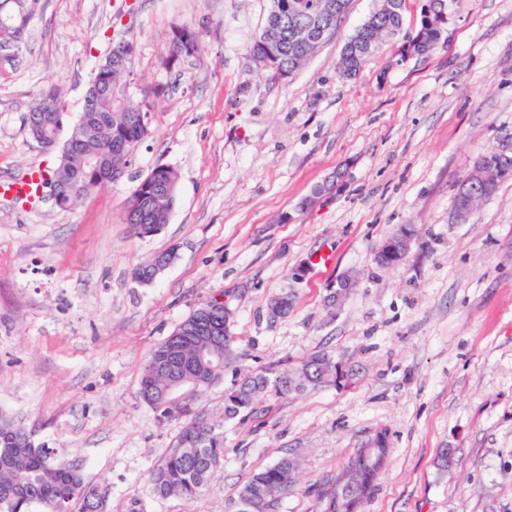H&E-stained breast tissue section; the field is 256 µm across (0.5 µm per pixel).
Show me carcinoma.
Segmentation results:
<instances>
[{
  "mask_svg": "<svg viewBox=\"0 0 512 512\" xmlns=\"http://www.w3.org/2000/svg\"><path fill=\"white\" fill-rule=\"evenodd\" d=\"M302 0H272L277 19L290 25H298L303 18L295 10ZM403 18L386 12L376 16V22L368 28H360L354 37L358 45L345 44L340 71L357 73L363 65L360 48L374 52L381 39L379 30L395 27ZM27 14L19 12L10 24L0 23V42L17 43L22 39ZM439 28L419 23L414 37H420L429 48L438 45ZM282 65L298 70L304 61L296 55V47L288 43L280 50ZM53 98L59 105L57 112L39 111L41 100L33 102L29 109L31 122L29 134L38 143L45 142L43 127L63 129L68 110L58 96ZM93 113L97 123L92 134L76 125L71 139L82 142V148L90 149L106 157L116 135L138 141L143 136L141 126L133 121L130 113L119 109L108 96H100ZM78 159L67 157L66 167L56 166L43 178L44 186L63 184L77 174ZM151 180L165 186L166 192L144 201L138 212L126 216L139 236H151L159 232L171 212L178 174L164 165H158L149 173ZM294 306V296L278 294L268 307L269 318L284 317ZM224 303L214 298L196 309L151 353L140 381V398L163 420L186 419L176 444L158 462L151 474L154 492L161 497L175 496L186 503L193 502L210 480L215 468L224 457V439L213 424L204 422L196 415L193 400L224 378V367L238 359L235 340L224 336ZM338 361L329 353L312 354L294 371L284 369L274 378L266 374L244 377L224 394V417L233 419L253 413L254 404L262 392L276 395L288 394V378L295 379L302 388L325 383L341 385L346 382L338 374ZM183 392L192 398L188 403L176 400L175 393ZM387 449L372 448L357 451L349 457L347 465L358 463L364 481H369L372 471L383 469ZM297 464L283 456L274 464L252 475L239 492L236 512H265L267 504L279 502L293 488ZM358 493L336 501V488L325 497L324 512H361ZM40 506L45 512H106L107 494L90 485L85 478L83 463L67 459L52 448L35 442L25 428L10 418L0 415V512H34Z\"/></svg>",
  "mask_w": 512,
  "mask_h": 512,
  "instance_id": "obj_1",
  "label": "carcinoma"
}]
</instances>
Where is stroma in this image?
<instances>
[{
  "mask_svg": "<svg viewBox=\"0 0 512 512\" xmlns=\"http://www.w3.org/2000/svg\"><path fill=\"white\" fill-rule=\"evenodd\" d=\"M376 0H350L335 36L280 80L252 58L270 0H38L19 44L0 47V182L53 168L28 133L49 90L77 121L97 63L117 42L149 135L118 182L73 209L0 205V413L83 460L108 512H233L242 486L297 460L280 512H324L348 458L387 434L389 459L362 512H512V178L451 221L487 151L512 153V0H452L445 42L401 56L419 23L384 38L353 78L342 49ZM199 48L172 59L174 31ZM179 176L169 221L141 237L126 202L157 165ZM410 224L406 260L376 261ZM172 263L132 277L156 254ZM308 265L287 317L267 304ZM352 287L336 317V279ZM231 296L239 360L198 409L221 425L224 458L193 503L158 497L149 473L184 423L139 398L152 350L194 310ZM327 351L353 371L225 420L243 376ZM455 464L440 469L443 449Z\"/></svg>",
  "mask_w": 512,
  "mask_h": 512,
  "instance_id": "obj_1",
  "label": "stroma"
}]
</instances>
